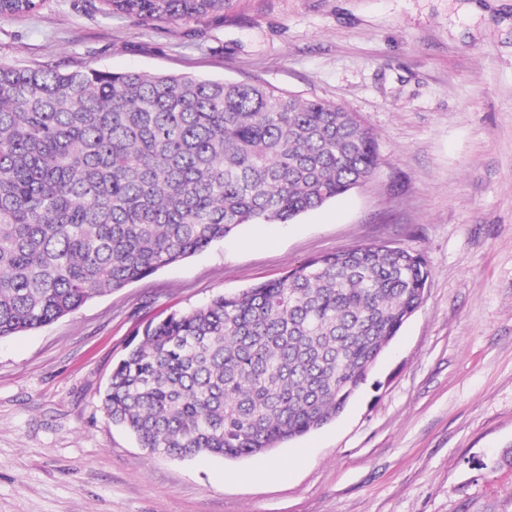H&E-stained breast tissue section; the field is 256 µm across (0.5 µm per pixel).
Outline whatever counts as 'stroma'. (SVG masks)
I'll return each instance as SVG.
<instances>
[{"label":"stroma","mask_w":512,"mask_h":512,"mask_svg":"<svg viewBox=\"0 0 512 512\" xmlns=\"http://www.w3.org/2000/svg\"><path fill=\"white\" fill-rule=\"evenodd\" d=\"M0 63L268 83L360 116L378 154L338 200L0 339V512H512V0H230L178 24L42 0L0 19ZM379 243L431 277L335 420L177 460L107 418L145 322Z\"/></svg>","instance_id":"stroma-1"}]
</instances>
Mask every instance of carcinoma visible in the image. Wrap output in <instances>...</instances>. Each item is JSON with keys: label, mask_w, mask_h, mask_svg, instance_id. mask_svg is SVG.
Segmentation results:
<instances>
[{"label": "carcinoma", "mask_w": 512, "mask_h": 512, "mask_svg": "<svg viewBox=\"0 0 512 512\" xmlns=\"http://www.w3.org/2000/svg\"><path fill=\"white\" fill-rule=\"evenodd\" d=\"M142 23L228 0H99ZM38 0H0V19ZM374 137L334 102L266 83L0 64V339L367 180ZM423 257L387 245L150 320L101 396L151 453L240 458L321 427L422 303Z\"/></svg>", "instance_id": "1"}]
</instances>
